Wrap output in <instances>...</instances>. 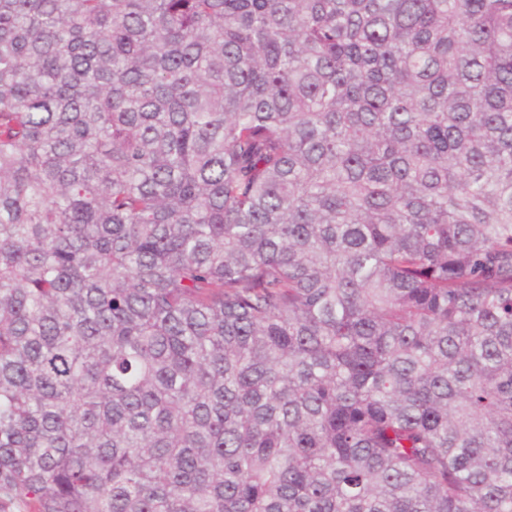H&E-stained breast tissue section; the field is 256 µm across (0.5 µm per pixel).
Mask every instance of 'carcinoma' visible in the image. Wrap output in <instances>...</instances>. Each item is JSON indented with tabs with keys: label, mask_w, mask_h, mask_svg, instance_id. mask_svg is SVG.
<instances>
[{
	"label": "carcinoma",
	"mask_w": 512,
	"mask_h": 512,
	"mask_svg": "<svg viewBox=\"0 0 512 512\" xmlns=\"http://www.w3.org/2000/svg\"><path fill=\"white\" fill-rule=\"evenodd\" d=\"M0 512H512V0H0Z\"/></svg>",
	"instance_id": "cac0c4a2"
}]
</instances>
